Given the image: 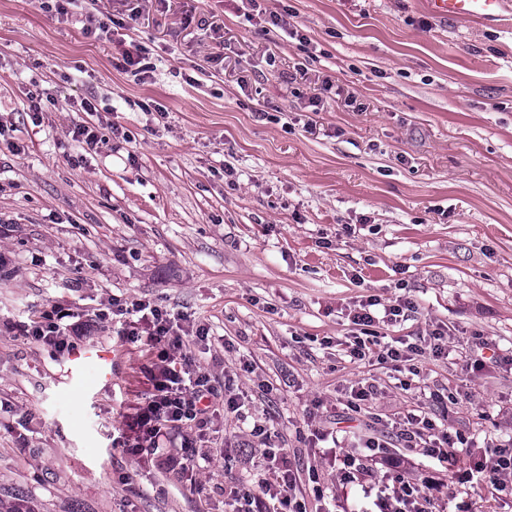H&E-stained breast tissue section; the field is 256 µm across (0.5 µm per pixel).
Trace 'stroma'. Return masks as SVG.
I'll return each instance as SVG.
<instances>
[{
	"instance_id": "obj_1",
	"label": "stroma",
	"mask_w": 512,
	"mask_h": 512,
	"mask_svg": "<svg viewBox=\"0 0 512 512\" xmlns=\"http://www.w3.org/2000/svg\"><path fill=\"white\" fill-rule=\"evenodd\" d=\"M135 6L134 29L89 35L80 0L64 19L0 0V512H228V487L258 477L224 447L260 455L257 421L275 425L307 512L346 494L313 431L359 429L399 453L391 424L420 410L473 452L512 441V369L475 366L483 344L512 350V0L490 24L423 0L94 8ZM134 42L144 83L123 64ZM101 119L120 135L96 151L72 139ZM370 295L416 306L379 334L441 328L448 356H417L415 375L351 362L339 341ZM114 296L204 325L193 356L215 389L250 398L192 437V467L113 447L152 358L111 322L86 340L115 353L108 387L64 384L63 356L21 332L46 305L90 315ZM365 381L379 391L354 421L346 396ZM456 492L465 512H512L511 495Z\"/></svg>"
}]
</instances>
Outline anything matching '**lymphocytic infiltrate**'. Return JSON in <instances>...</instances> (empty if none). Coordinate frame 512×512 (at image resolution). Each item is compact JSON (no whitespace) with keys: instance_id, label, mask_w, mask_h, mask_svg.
Masks as SVG:
<instances>
[{"instance_id":"lymphocytic-infiltrate-1","label":"lymphocytic infiltrate","mask_w":512,"mask_h":512,"mask_svg":"<svg viewBox=\"0 0 512 512\" xmlns=\"http://www.w3.org/2000/svg\"><path fill=\"white\" fill-rule=\"evenodd\" d=\"M414 308L407 298L386 305L373 295L362 300L352 313V322L362 327L363 332L345 342L351 359L375 361L401 370L412 354L419 352V345L409 343L400 347L382 341L372 327L379 319L398 321ZM108 318L112 319L117 335L156 351L158 358L153 389L128 416L124 432L116 439L118 445L134 453L163 455L173 460L180 454L175 430L188 424L200 429L207 427L220 407L228 413H242L244 393L229 386L216 391L187 347L186 339L190 336L199 342L207 341V328L191 325L184 314L171 312L154 301L140 299L129 303L115 297L91 317L53 304L37 321L23 326L22 331L63 355L76 347L82 333L94 321ZM395 429L405 447L449 465L456 464L458 447L465 442L462 435L438 429L423 413L409 414L396 423ZM252 432L267 443L257 464L260 490L235 491L233 512H306L296 494L297 478L288 451L275 444L274 427L257 424ZM316 438L332 441L337 478L344 487H357L360 499L371 503L376 512H445L443 504L453 495L451 484L417 479L412 473V459L391 453L387 442L369 437L362 441V452L353 453L344 451L345 441L338 432H320ZM462 476L476 480L484 488L512 491V448L498 446L479 454Z\"/></svg>"}]
</instances>
